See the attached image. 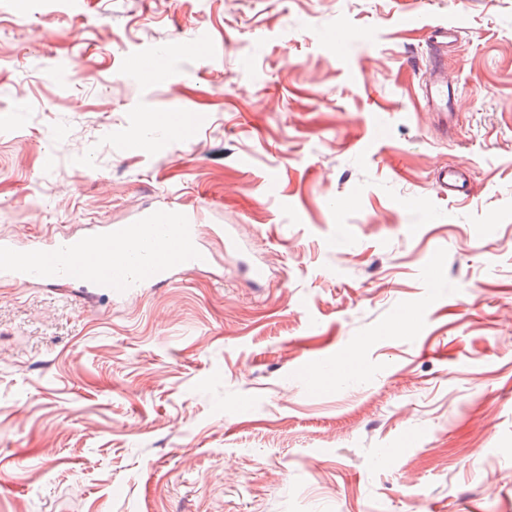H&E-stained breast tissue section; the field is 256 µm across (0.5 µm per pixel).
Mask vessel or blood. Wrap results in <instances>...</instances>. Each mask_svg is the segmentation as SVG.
I'll return each mask as SVG.
<instances>
[{
    "mask_svg": "<svg viewBox=\"0 0 512 512\" xmlns=\"http://www.w3.org/2000/svg\"><path fill=\"white\" fill-rule=\"evenodd\" d=\"M461 32L459 24H437L428 41L431 68L423 84V96L444 132L454 116V97L442 60ZM470 174L469 163L456 162L438 171L435 184L441 194L454 199L463 193ZM209 237L223 241L225 252L237 254L242 250L231 225L204 224L188 215L177 221L165 211L143 214L134 224H108L97 233L56 234L30 257L1 239L0 277L20 285L61 280L90 283L115 296L130 297L209 265L211 253L204 244ZM95 242L111 245L108 262H85L86 247Z\"/></svg>",
    "mask_w": 512,
    "mask_h": 512,
    "instance_id": "b4317fda",
    "label": "vessel or blood"
}]
</instances>
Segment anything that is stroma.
I'll return each instance as SVG.
<instances>
[{"mask_svg":"<svg viewBox=\"0 0 512 512\" xmlns=\"http://www.w3.org/2000/svg\"><path fill=\"white\" fill-rule=\"evenodd\" d=\"M160 209L270 279L0 278V512H512V0H0V235ZM430 31L432 35L427 46L431 68L423 84V96L426 106L435 112L441 133L447 135L451 119L455 116L454 95L442 67V60L448 53V45L459 41L462 28L458 23L436 24ZM470 174L471 165L468 162H455L438 171L435 185L441 194L454 199L464 193Z\"/></svg>","mask_w":512,"mask_h":512,"instance_id":"stroma-1","label":"stroma"}]
</instances>
